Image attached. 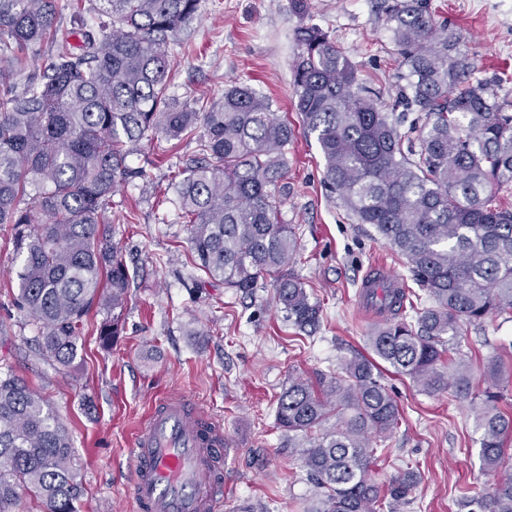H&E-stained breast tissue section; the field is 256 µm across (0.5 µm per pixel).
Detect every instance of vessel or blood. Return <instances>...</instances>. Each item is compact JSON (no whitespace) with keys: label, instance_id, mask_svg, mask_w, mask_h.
Segmentation results:
<instances>
[{"label":"vessel or blood","instance_id":"1","mask_svg":"<svg viewBox=\"0 0 512 512\" xmlns=\"http://www.w3.org/2000/svg\"><path fill=\"white\" fill-rule=\"evenodd\" d=\"M223 431L179 394L148 405L131 434L137 512H216Z\"/></svg>","mask_w":512,"mask_h":512}]
</instances>
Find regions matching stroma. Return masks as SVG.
<instances>
[{
    "mask_svg": "<svg viewBox=\"0 0 512 512\" xmlns=\"http://www.w3.org/2000/svg\"><path fill=\"white\" fill-rule=\"evenodd\" d=\"M436 20L462 34L487 79L502 77L512 98V0H431ZM312 22L329 31L358 67V76L391 101L399 84V56L378 0H309L307 14L290 0H199L198 16L170 56V92L190 101H217L224 85L240 81L269 96L279 115L296 120L291 70L295 32ZM189 139L141 141L127 162L148 181L117 187L114 208L130 221L112 227L129 268L140 269L124 314V329L102 348L98 329L111 312L97 307L79 340V356L63 368L40 353L35 320L15 303L23 258L0 228V371H12L38 390L68 431L82 487L79 512H135L128 434L160 393H179L218 418L224 428L221 512H301L310 492L288 435L278 427V395L292 378L318 380L356 352H366L371 328L384 313L362 307L359 286L372 268L413 282L402 259L368 224L356 223L322 184L324 160L315 140L285 149L289 193L277 195L285 223L298 227L293 269L323 308L313 338H301L274 301L272 280L250 297L224 286L194 290L188 231L163 190L179 162L195 154ZM455 347L473 374L500 358L512 362V321L487 317L463 328ZM403 419L371 472L380 483L405 466L420 482L408 512H458L460 495H486L502 471L482 469L470 401L451 392H421L408 377L387 374Z\"/></svg>",
    "mask_w": 512,
    "mask_h": 512,
    "instance_id": "obj_1",
    "label": "stroma"
}]
</instances>
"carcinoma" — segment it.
I'll return each instance as SVG.
<instances>
[{
	"mask_svg": "<svg viewBox=\"0 0 512 512\" xmlns=\"http://www.w3.org/2000/svg\"><path fill=\"white\" fill-rule=\"evenodd\" d=\"M90 16L70 0L72 27L54 26L55 0H0V60L23 63L53 44L41 75L18 88L0 69V225L17 253L16 303L39 325L42 354L69 368L93 306L112 311L100 328L107 345L121 331L130 280L112 244V193L146 179L127 164L130 147L161 135H198L199 154L168 182L189 230L198 268L245 297L275 276L289 323L313 335L322 307L292 270L297 232L277 214L286 146L315 137L323 183L359 224H371L432 300L373 280L388 317L368 336L370 356L344 360L313 384L292 379L277 400L288 453L312 484L302 512H406L419 481L408 467L387 483L371 478L400 411L383 369L426 393L472 395L466 361L445 358L462 327L512 318V101L497 84L471 80L474 57L429 0H383L405 84L394 103L359 81L356 65L317 24L296 31L292 95L298 123L237 83L221 100L179 102L169 94L170 44L196 17L199 0H104ZM424 116L419 135L396 112ZM475 424L482 469L495 471L512 441L508 376L497 359L483 372ZM24 489L46 512H78L81 485L64 425L44 398L7 370L0 375V512ZM460 512H512V479L486 497H463Z\"/></svg>",
	"mask_w": 512,
	"mask_h": 512,
	"instance_id": "1",
	"label": "carcinoma"
}]
</instances>
